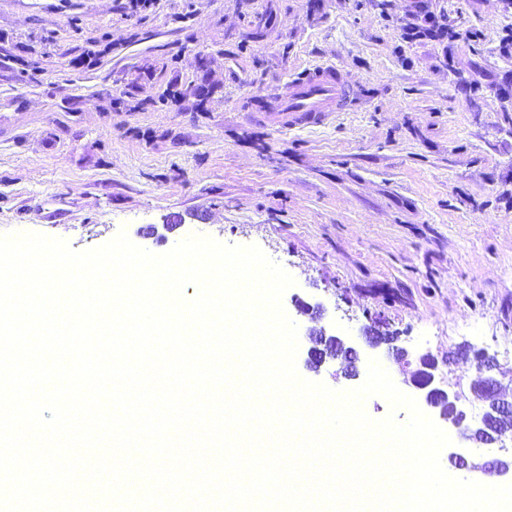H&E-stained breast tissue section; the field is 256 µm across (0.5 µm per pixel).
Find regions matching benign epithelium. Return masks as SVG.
<instances>
[{
    "mask_svg": "<svg viewBox=\"0 0 512 512\" xmlns=\"http://www.w3.org/2000/svg\"><path fill=\"white\" fill-rule=\"evenodd\" d=\"M315 365L320 366L326 359L343 357L348 363L356 359V351L347 345L346 340L322 328L315 333V346L309 351ZM478 368L483 372L480 384L470 388L474 399L482 403V413L472 416L459 407L460 394L441 387L436 382L435 372L438 369L436 360L428 353L416 360L415 369L410 371L407 384L431 408L438 410L439 418L448 424L461 442L471 445V454L464 456L452 452L449 461L460 470L481 472L499 478H512V459L507 456L488 458L483 449L503 441L512 426L502 425V418L512 416V399H506L498 394L499 381L491 374L497 367V359L487 350L474 352Z\"/></svg>",
    "mask_w": 512,
    "mask_h": 512,
    "instance_id": "1",
    "label": "benign epithelium"
}]
</instances>
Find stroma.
<instances>
[{
    "label": "stroma",
    "instance_id": "1",
    "mask_svg": "<svg viewBox=\"0 0 512 512\" xmlns=\"http://www.w3.org/2000/svg\"><path fill=\"white\" fill-rule=\"evenodd\" d=\"M429 17L448 33L411 37ZM510 35L507 0H0V234L258 246L295 280L302 379L355 389L376 359L401 383L373 328L434 355L479 414L474 350L512 394ZM324 60L345 111L284 131L246 118ZM322 327L356 349V378L308 364Z\"/></svg>",
    "mask_w": 512,
    "mask_h": 512
}]
</instances>
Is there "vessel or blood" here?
Segmentation results:
<instances>
[{
  "label": "vessel or blood",
  "instance_id": "obj_1",
  "mask_svg": "<svg viewBox=\"0 0 512 512\" xmlns=\"http://www.w3.org/2000/svg\"><path fill=\"white\" fill-rule=\"evenodd\" d=\"M349 96L340 68L332 62L319 63L289 78L272 105L251 118L286 130L319 126L330 114L344 111Z\"/></svg>",
  "mask_w": 512,
  "mask_h": 512
}]
</instances>
